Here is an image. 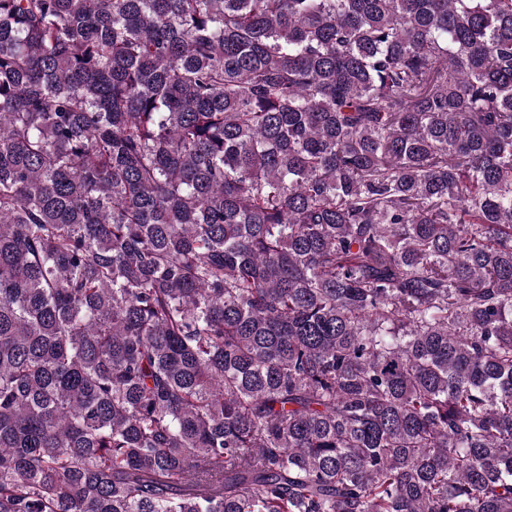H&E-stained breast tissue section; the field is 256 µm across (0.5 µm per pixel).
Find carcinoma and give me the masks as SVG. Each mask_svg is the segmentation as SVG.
<instances>
[{
	"label": "carcinoma",
	"mask_w": 512,
	"mask_h": 512,
	"mask_svg": "<svg viewBox=\"0 0 512 512\" xmlns=\"http://www.w3.org/2000/svg\"><path fill=\"white\" fill-rule=\"evenodd\" d=\"M0 512H512V0H0Z\"/></svg>",
	"instance_id": "obj_1"
}]
</instances>
